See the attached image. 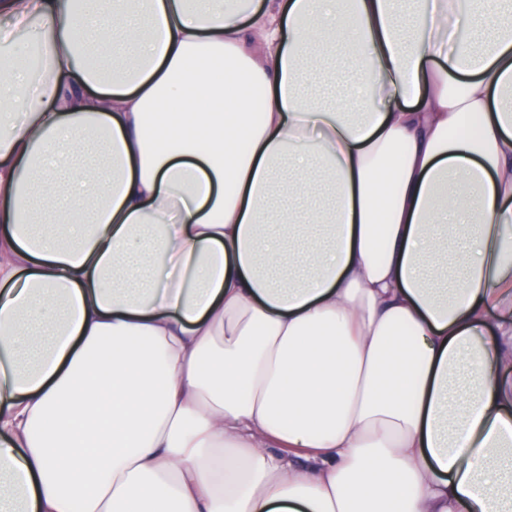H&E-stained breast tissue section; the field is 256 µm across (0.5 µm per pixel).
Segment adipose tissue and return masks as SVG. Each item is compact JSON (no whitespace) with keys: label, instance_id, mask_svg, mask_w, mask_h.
<instances>
[{"label":"adipose tissue","instance_id":"ef3b65f1","mask_svg":"<svg viewBox=\"0 0 512 512\" xmlns=\"http://www.w3.org/2000/svg\"><path fill=\"white\" fill-rule=\"evenodd\" d=\"M147 3L0 0V512H512V0Z\"/></svg>","mask_w":512,"mask_h":512}]
</instances>
